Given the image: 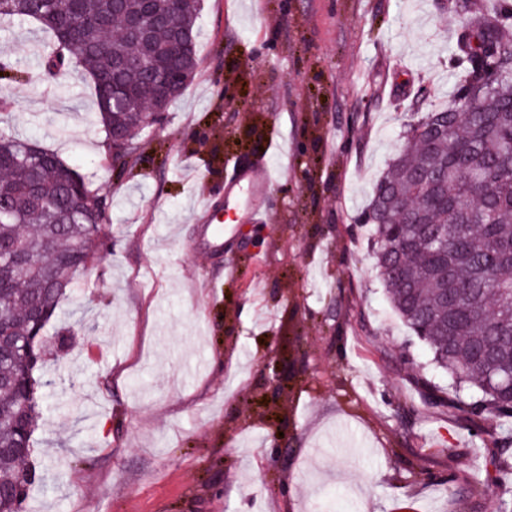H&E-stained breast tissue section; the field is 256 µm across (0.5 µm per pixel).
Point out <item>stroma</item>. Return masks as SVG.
<instances>
[{
  "label": "stroma",
  "instance_id": "1",
  "mask_svg": "<svg viewBox=\"0 0 512 512\" xmlns=\"http://www.w3.org/2000/svg\"><path fill=\"white\" fill-rule=\"evenodd\" d=\"M468 0H200L186 92L114 163L83 68L0 25V129L110 203L47 343L25 512H493L477 433L419 385L448 373L398 317L362 212L416 99L444 107ZM280 172L222 249L190 212L241 155ZM299 351L269 397L263 357Z\"/></svg>",
  "mask_w": 512,
  "mask_h": 512
}]
</instances>
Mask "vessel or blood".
Masks as SVG:
<instances>
[{"mask_svg":"<svg viewBox=\"0 0 512 512\" xmlns=\"http://www.w3.org/2000/svg\"><path fill=\"white\" fill-rule=\"evenodd\" d=\"M273 184L274 180L266 166L234 171L224 184L222 210H215L208 205L203 206L196 212L194 221L208 225L214 242H223L225 224L259 222V202Z\"/></svg>","mask_w":512,"mask_h":512,"instance_id":"obj_1","label":"vessel or blood"}]
</instances>
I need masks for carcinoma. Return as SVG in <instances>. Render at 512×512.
Listing matches in <instances>:
<instances>
[{
  "instance_id": "cac0c4a2",
  "label": "carcinoma",
  "mask_w": 512,
  "mask_h": 512,
  "mask_svg": "<svg viewBox=\"0 0 512 512\" xmlns=\"http://www.w3.org/2000/svg\"><path fill=\"white\" fill-rule=\"evenodd\" d=\"M43 0H0V20L34 21L51 33L48 73L87 67L107 137L131 117L113 89H147L140 61L153 54L187 90L199 65L190 0L148 40L127 22L143 0H75L73 13ZM458 62L452 99L412 119L367 209L382 286L401 320L448 370V411L497 416L504 432L479 435L496 452L476 460L468 483L486 487L494 512H512V36L490 0L468 6L450 43ZM468 112L459 111L462 100ZM108 203L57 154L0 130V262L30 259L0 276V512H22L36 475L26 466L44 397L33 377L39 344L75 275L94 260L92 227Z\"/></svg>"
}]
</instances>
